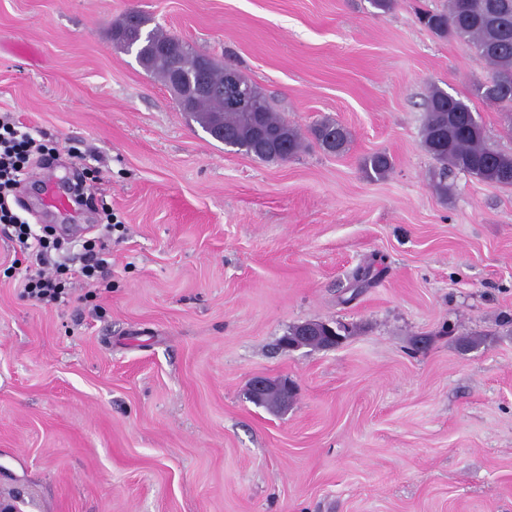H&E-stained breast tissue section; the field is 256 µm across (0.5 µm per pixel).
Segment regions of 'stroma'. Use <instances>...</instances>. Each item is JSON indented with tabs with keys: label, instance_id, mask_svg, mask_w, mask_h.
<instances>
[{
	"label": "stroma",
	"instance_id": "obj_1",
	"mask_svg": "<svg viewBox=\"0 0 512 512\" xmlns=\"http://www.w3.org/2000/svg\"><path fill=\"white\" fill-rule=\"evenodd\" d=\"M448 0H0V113L57 142L53 207L24 176L33 229L123 222L99 288L24 294L0 234V497L16 512H512V187L449 174L422 145L431 87L489 147L512 117L477 97L465 42L419 12ZM163 31L241 71L289 122L346 126V153L263 162L225 148L112 42ZM382 151L381 180L361 169ZM369 269L365 282L353 279ZM341 322L339 346L278 348ZM463 336L481 337L464 349ZM291 379L287 409L248 400ZM390 157L381 152L365 156L361 162L362 171L370 178L382 179L392 170ZM305 323H315V324H308L305 325V327H301ZM303 324L292 326L288 329V336H284L282 340V346L285 349L293 350L302 347L304 340L308 338H317L321 341L322 345L325 348H333L336 347V336H340L341 341L345 338V334H341V332H346V328L344 325L337 324L335 326H332L329 323L322 322V321H311V322H305ZM320 323H326L336 330V336H326V333H323L321 330V326H317L316 324ZM325 325L327 329H331L330 326ZM301 327V336H297L296 333L298 329ZM280 391L284 400L282 407L288 404V394H292L294 385L288 378H282L276 381L268 380L265 378H255L250 383L247 389L248 398L255 404H263L264 397L267 391Z\"/></svg>",
	"mask_w": 512,
	"mask_h": 512
}]
</instances>
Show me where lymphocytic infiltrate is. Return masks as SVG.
Segmentation results:
<instances>
[{
    "label": "lymphocytic infiltrate",
    "mask_w": 512,
    "mask_h": 512,
    "mask_svg": "<svg viewBox=\"0 0 512 512\" xmlns=\"http://www.w3.org/2000/svg\"><path fill=\"white\" fill-rule=\"evenodd\" d=\"M54 149L46 137L21 130L12 118L0 114V224L13 227L23 254L36 260L24 285L28 297L39 304L69 303L67 279L71 273L86 282L99 279L110 263L111 235L84 240L79 253H72L51 226L33 231L28 221L13 208L16 189L29 171L33 159L50 160Z\"/></svg>",
    "instance_id": "obj_1"
}]
</instances>
